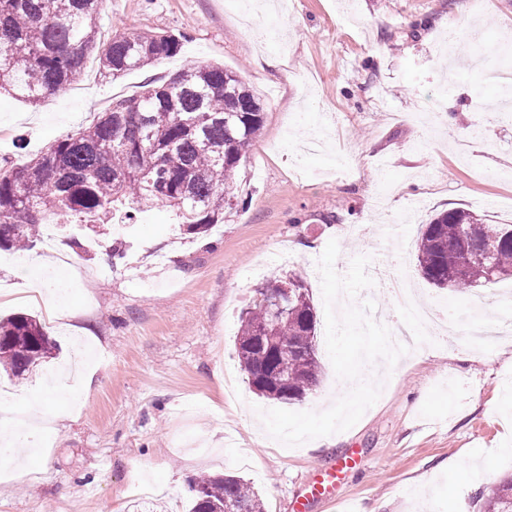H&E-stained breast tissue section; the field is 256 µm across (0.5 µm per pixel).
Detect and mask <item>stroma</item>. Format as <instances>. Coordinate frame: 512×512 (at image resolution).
I'll return each instance as SVG.
<instances>
[{"mask_svg":"<svg viewBox=\"0 0 512 512\" xmlns=\"http://www.w3.org/2000/svg\"><path fill=\"white\" fill-rule=\"evenodd\" d=\"M255 0H103L99 41L172 34V58L114 80L95 57L64 91L32 105L0 95V164L23 163L89 124L113 101L198 64L237 72L260 99L264 129L230 181L224 221L181 234L169 208L112 229L113 264L84 254L72 220L57 217L71 260L69 315L54 319L30 290L35 254L0 267V314L39 317L55 358L22 378L0 374V438L23 399L43 395L77 348L90 352L85 404L45 397L51 435L25 473L0 468V512H185L205 474L245 478L265 512H482L489 488L512 476V343L470 348L468 329L512 315L511 298L434 292L453 306L457 335L418 344L381 378V394L330 444L257 442L258 409L233 352L239 316L264 278L300 277L324 315L317 261L337 239L346 274L355 256L375 269L414 270L410 248L431 215L464 208L512 224L511 103L479 91L485 66L512 53V0H279L251 25ZM462 47L452 70L443 39ZM355 451L335 501L309 500L317 466Z\"/></svg>","mask_w":512,"mask_h":512,"instance_id":"1","label":"stroma"}]
</instances>
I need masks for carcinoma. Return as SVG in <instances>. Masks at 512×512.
Returning <instances> with one entry per match:
<instances>
[{"mask_svg": "<svg viewBox=\"0 0 512 512\" xmlns=\"http://www.w3.org/2000/svg\"><path fill=\"white\" fill-rule=\"evenodd\" d=\"M101 0H0V92L38 102L71 84L97 47ZM175 35L115 33L101 49L100 75L114 79L177 55ZM259 98L221 65L192 66L160 86L120 99L79 132L58 140L21 166L0 167V251L30 250L40 224L54 216L108 224L116 203L137 204L124 221L158 205L175 213L188 235H206L224 222L226 185L263 129ZM500 225L465 209L434 215L416 242L417 271L437 290L487 287L512 280V246L490 261L467 258V247L495 241ZM252 297L235 338V354L255 394L283 404L303 401L317 387V315L304 286L288 300L275 332L288 354L253 340L271 319L267 301ZM56 343L40 320L17 312L0 318V369L20 378L53 357ZM485 512H512V478L492 487ZM189 512H265L254 489L235 475L192 482Z\"/></svg>", "mask_w": 512, "mask_h": 512, "instance_id": "carcinoma-1", "label": "carcinoma"}]
</instances>
